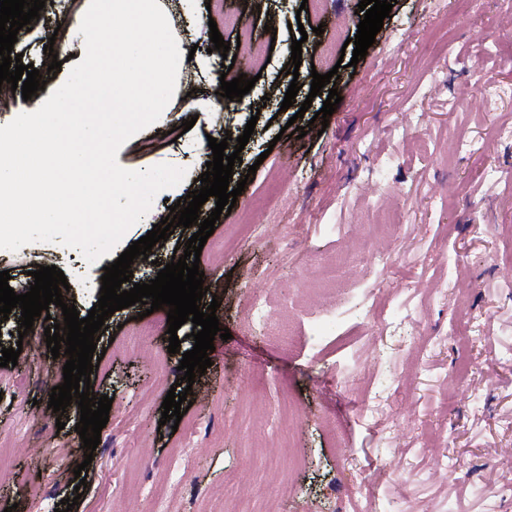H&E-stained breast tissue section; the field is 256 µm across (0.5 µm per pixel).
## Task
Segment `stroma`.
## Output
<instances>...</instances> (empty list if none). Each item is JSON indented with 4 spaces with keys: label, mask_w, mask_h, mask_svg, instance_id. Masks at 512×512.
I'll return each instance as SVG.
<instances>
[{
    "label": "stroma",
    "mask_w": 512,
    "mask_h": 512,
    "mask_svg": "<svg viewBox=\"0 0 512 512\" xmlns=\"http://www.w3.org/2000/svg\"><path fill=\"white\" fill-rule=\"evenodd\" d=\"M69 0H45L39 23L20 30L14 53L42 68L52 45L61 68L47 74L45 101L85 55L80 17ZM360 0H328L319 14L302 0H158L182 54L177 88L161 121L132 137L117 161L136 171L157 164L186 169L126 232L131 245L170 214L213 154L209 138L256 126L235 165L245 180L222 213L199 268L219 301L211 367L196 375L178 427L161 424V404L179 380L181 354L193 347L192 323L169 336L132 341L135 304L114 312L97 342L104 350L90 375L92 395L112 401L92 458L75 430L49 408L65 357L46 346V319L18 333L20 309L0 322V348L21 346L16 366L0 367V512H346L378 486L382 512H512L497 496L512 479V0H395L357 66L339 68L330 88L342 100L315 120L323 96H311V72L327 44L354 37ZM239 26L224 24L225 14ZM308 36H301L295 22ZM227 44L249 33L271 48L259 65L238 51L231 71L212 53L210 23ZM323 34H313L315 26ZM68 32L52 41L55 29ZM302 40L297 103L282 109L291 80L284 66ZM256 84L242 100H217L221 76ZM310 102L305 114L296 106ZM308 130L280 137L291 115ZM193 120L182 131L185 120ZM177 137H170L171 129ZM256 173H249V166ZM177 227L148 259H135L133 282H149L184 247ZM391 257L378 266L374 250ZM351 258L340 276L350 290L338 305L314 307L308 289L317 261ZM85 266L78 250L35 242L0 250V271L16 293L32 271L56 266L69 283L65 303L80 317L96 305L105 266ZM267 295L296 319L305 338L288 353L270 344L253 308ZM358 377L355 392L340 386Z\"/></svg>",
    "instance_id": "35a3bbf8"
}]
</instances>
